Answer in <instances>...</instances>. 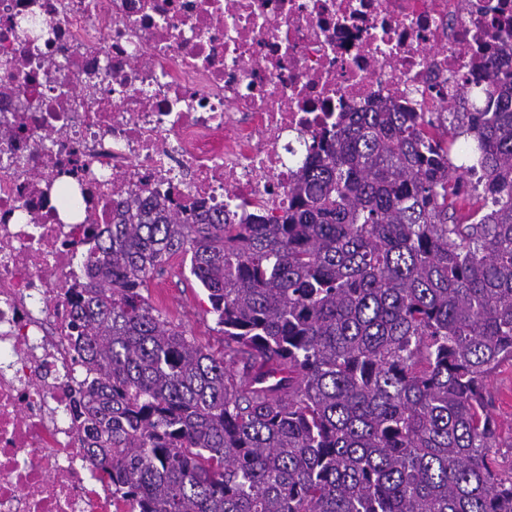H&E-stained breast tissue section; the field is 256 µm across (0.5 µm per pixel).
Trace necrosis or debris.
I'll use <instances>...</instances> for the list:
<instances>
[{"mask_svg":"<svg viewBox=\"0 0 512 512\" xmlns=\"http://www.w3.org/2000/svg\"><path fill=\"white\" fill-rule=\"evenodd\" d=\"M488 48L512 0H0V512H115L61 374L113 197L278 212L296 140L443 111Z\"/></svg>","mask_w":512,"mask_h":512,"instance_id":"necrosis-or-debris-1","label":"necrosis or debris"}]
</instances>
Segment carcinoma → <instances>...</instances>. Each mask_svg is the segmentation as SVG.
Segmentation results:
<instances>
[{
    "instance_id": "1",
    "label": "carcinoma",
    "mask_w": 512,
    "mask_h": 512,
    "mask_svg": "<svg viewBox=\"0 0 512 512\" xmlns=\"http://www.w3.org/2000/svg\"><path fill=\"white\" fill-rule=\"evenodd\" d=\"M440 127L381 102L304 143L281 214L112 202L74 293L76 418L130 512H512L487 390L512 361V66ZM478 151L472 182L448 140ZM216 355L144 296L173 258Z\"/></svg>"
}]
</instances>
